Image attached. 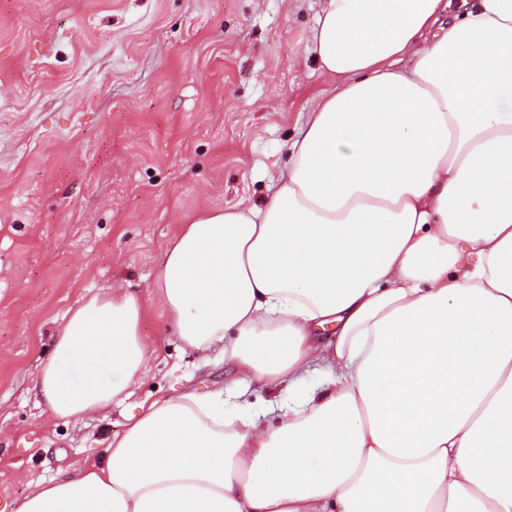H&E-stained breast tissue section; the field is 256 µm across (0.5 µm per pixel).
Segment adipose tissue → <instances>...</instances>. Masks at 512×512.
Listing matches in <instances>:
<instances>
[{"label": "adipose tissue", "mask_w": 512, "mask_h": 512, "mask_svg": "<svg viewBox=\"0 0 512 512\" xmlns=\"http://www.w3.org/2000/svg\"><path fill=\"white\" fill-rule=\"evenodd\" d=\"M322 0L330 84L262 205L194 217L148 296L71 308L34 388L76 424L183 346L295 391L152 401L17 512H512V0ZM332 337L318 341L321 332ZM288 397V392H283L279 388L260 387L254 384L249 386L246 394V398L258 406L270 407L272 403L274 412L268 415V421L277 419V414L280 413L279 407L288 402Z\"/></svg>", "instance_id": "1"}]
</instances>
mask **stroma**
<instances>
[{
  "instance_id": "35a3bbf8",
  "label": "stroma",
  "mask_w": 512,
  "mask_h": 512,
  "mask_svg": "<svg viewBox=\"0 0 512 512\" xmlns=\"http://www.w3.org/2000/svg\"><path fill=\"white\" fill-rule=\"evenodd\" d=\"M320 0H0V507L97 462L150 402L233 381L150 305L156 355L124 403L72 426L34 390L69 308L148 293L197 214L260 203L326 82Z\"/></svg>"
}]
</instances>
